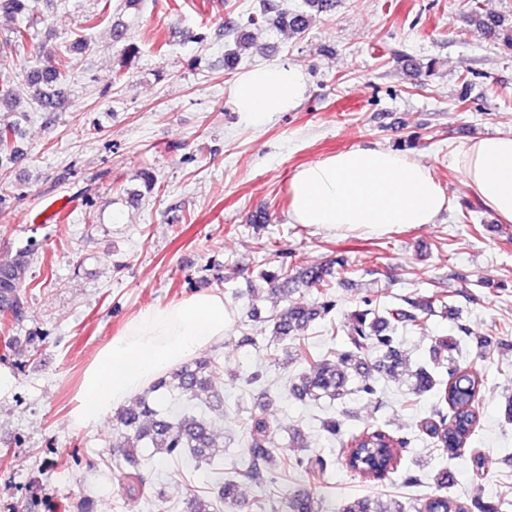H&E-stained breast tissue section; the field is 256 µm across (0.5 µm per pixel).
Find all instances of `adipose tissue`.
<instances>
[{"label": "adipose tissue", "mask_w": 512, "mask_h": 512, "mask_svg": "<svg viewBox=\"0 0 512 512\" xmlns=\"http://www.w3.org/2000/svg\"><path fill=\"white\" fill-rule=\"evenodd\" d=\"M306 93L300 68L263 64L238 75L232 108L246 123L259 126L274 113L295 110ZM463 170L484 205L512 223V136L474 141L463 154ZM288 193L294 223L345 229L432 224L446 206L428 167L377 146L351 148L300 167ZM228 323L224 300L215 294L139 310L85 369L73 420L82 426L97 423L158 374L210 346Z\"/></svg>", "instance_id": "adipose-tissue-1"}]
</instances>
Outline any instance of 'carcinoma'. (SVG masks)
Masks as SVG:
<instances>
[{
  "instance_id": "1",
  "label": "carcinoma",
  "mask_w": 512,
  "mask_h": 512,
  "mask_svg": "<svg viewBox=\"0 0 512 512\" xmlns=\"http://www.w3.org/2000/svg\"><path fill=\"white\" fill-rule=\"evenodd\" d=\"M34 0H0V14L26 17V24L13 31V42L25 46L34 39L36 29L43 17L36 13ZM112 37L123 43L116 79L125 75V64L139 54V47L126 40L125 33L113 29ZM40 52L53 59L51 65L42 71L30 70L25 83L30 96L41 107L50 111L60 100L58 85L62 83L61 69L69 64V58L53 48L40 47ZM18 134L16 124L0 123V170L14 159V139ZM31 259L26 250L17 251L13 259L0 263V317L7 320L18 316L22 307L21 291L27 286ZM258 279L285 291L289 285H301L316 295V302L310 307L287 306L280 312L267 317L271 326L270 339L280 342L291 341L297 356L311 364L307 373H300L293 391L310 400L326 398L332 402L344 401L352 392L366 397L376 394L372 373L397 375L407 369L406 360L396 347V331L400 326L417 327L424 315L436 310L446 313L452 310L448 295L404 297L398 305H385L372 295L359 299L351 312V325L345 340L344 350L328 355L315 350L305 342L300 331L316 319L329 315L336 308L331 294L332 282L322 267H305L291 274L288 265L282 264L273 270L262 269ZM456 335L442 336L435 340L431 361L410 372L414 378L412 393L416 396L435 392V408L423 423V430L435 439L438 447L453 457L465 452V447L480 427L479 400L485 390L484 375L470 368H449L448 380L441 378L442 369L448 368V353L457 349L459 343L468 337L469 328L464 323L455 324ZM381 355L371 362H364L370 351ZM363 371L362 383L349 388L352 374ZM224 370L218 362L198 358L186 362L161 376L138 398L136 405L123 407L118 419L124 428L121 439L115 444L126 457L130 470L120 476L123 491L127 496H149V487L139 470L135 454L140 444L154 449L160 458L179 460L190 456L197 463L210 461L215 457V441L210 432L206 411H224L223 399L215 391ZM175 381V387L185 397L186 403L171 416L159 414L148 401V395ZM275 424L266 417L251 419L248 439L244 448L246 466L243 476L254 483H264L274 478L283 469L300 473L306 485L288 491L285 509L282 512H327L322 507L321 482L327 469L326 460L315 454H298L283 457L273 447L272 436ZM410 444L406 434L389 432L380 427L367 428L353 434L342 442L344 461L347 469L367 482L381 483L391 479L399 471L402 453ZM219 498L193 496L187 501L186 512H244V505L238 502L232 487H220ZM502 502L474 500L462 505L446 496L436 495L423 499L417 512H500ZM342 512H405L403 503L391 497L381 499H355L346 503Z\"/></svg>"
}]
</instances>
